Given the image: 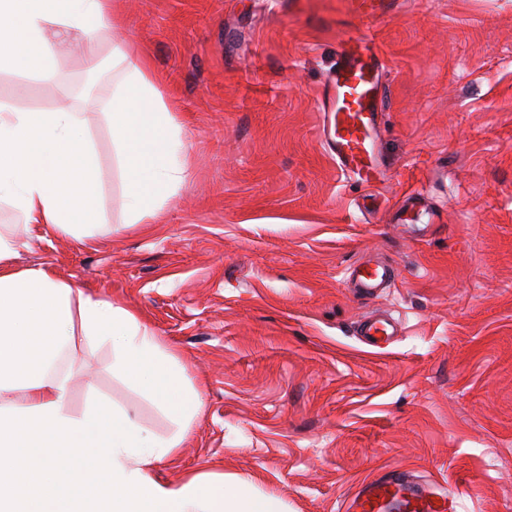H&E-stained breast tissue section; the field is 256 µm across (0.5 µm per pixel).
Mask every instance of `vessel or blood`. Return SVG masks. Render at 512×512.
Here are the masks:
<instances>
[{"label":"vessel or blood","instance_id":"1","mask_svg":"<svg viewBox=\"0 0 512 512\" xmlns=\"http://www.w3.org/2000/svg\"><path fill=\"white\" fill-rule=\"evenodd\" d=\"M394 0H348L351 15L368 20L391 11ZM385 63L370 31L347 32L318 97L325 116L328 150L341 173L370 186L383 173L376 136L384 112ZM393 271L385 266H363L353 288L368 294L389 286ZM398 333L387 316H367L358 334L367 345L381 347ZM452 499L443 488L406 470H391L363 484L344 504V512H452Z\"/></svg>","mask_w":512,"mask_h":512}]
</instances>
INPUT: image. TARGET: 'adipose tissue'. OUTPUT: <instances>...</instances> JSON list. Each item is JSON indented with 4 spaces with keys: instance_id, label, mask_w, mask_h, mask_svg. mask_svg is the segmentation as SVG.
Here are the masks:
<instances>
[{
    "instance_id": "1",
    "label": "adipose tissue",
    "mask_w": 512,
    "mask_h": 512,
    "mask_svg": "<svg viewBox=\"0 0 512 512\" xmlns=\"http://www.w3.org/2000/svg\"><path fill=\"white\" fill-rule=\"evenodd\" d=\"M123 26L116 0H0V68L29 66L39 78L54 79L60 43ZM112 76L108 120L124 180L125 221L152 224L188 172L182 127L148 58L113 47ZM97 169L85 119L72 106L32 112L0 102V201L23 225L92 237L91 224L65 207L64 195L75 184L95 197ZM16 247L0 234V512H72L80 486L73 459L62 455L43 459L44 471L64 481L57 494L34 497L13 482L16 428L24 421L72 433L87 448L105 447L112 512H281L277 500L238 481L195 476L176 487L156 481L150 469L183 441L201 405L197 391L185 387L175 355L127 305L73 289L46 267L14 268ZM78 333L111 343L115 369L165 400L179 424L175 435L159 439L119 409L70 415L69 378L57 366ZM32 356L38 369L26 365ZM18 391L25 394L20 406L11 400Z\"/></svg>"
}]
</instances>
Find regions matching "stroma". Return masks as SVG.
I'll return each instance as SVG.
<instances>
[{
	"instance_id": "obj_1",
	"label": "stroma",
	"mask_w": 512,
	"mask_h": 512,
	"mask_svg": "<svg viewBox=\"0 0 512 512\" xmlns=\"http://www.w3.org/2000/svg\"><path fill=\"white\" fill-rule=\"evenodd\" d=\"M344 0H121L131 54H147L184 130L188 173L154 224L123 219L112 74L84 117L99 162L90 243L0 203L13 260L128 305L172 350L201 408L150 473L239 479L284 512H341L358 483L397 468L437 481L454 512H512V0H400L371 26L386 62L385 177L345 179L317 99L359 20ZM59 50L55 81L0 71V102L47 111L83 93L89 57ZM424 194L434 224L394 221ZM361 263L394 269L362 296ZM400 331L385 349L357 325ZM111 343L76 337L60 362L69 408L126 410L160 438L177 423L113 372ZM358 334L367 345L379 348L398 334V323L388 316L369 315L358 325Z\"/></svg>"
}]
</instances>
